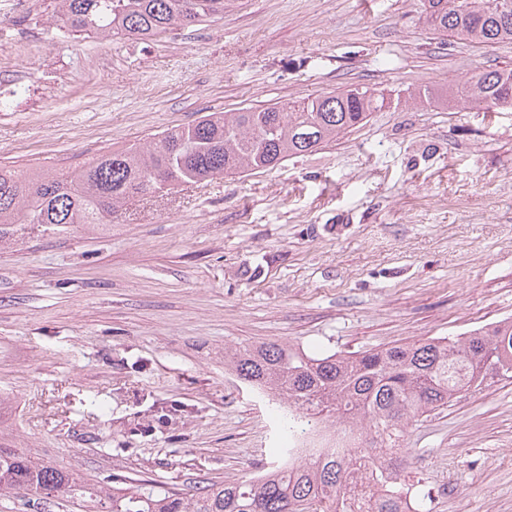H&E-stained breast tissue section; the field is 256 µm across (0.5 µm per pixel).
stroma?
<instances>
[{"label":"stroma","mask_w":512,"mask_h":512,"mask_svg":"<svg viewBox=\"0 0 512 512\" xmlns=\"http://www.w3.org/2000/svg\"><path fill=\"white\" fill-rule=\"evenodd\" d=\"M0 0V165L56 170L210 112L365 87L385 108L270 171L0 246V437L90 480L190 492L271 468L279 408L224 350L359 352L512 320V107L413 106L512 67L419 0H228L150 41L68 35ZM432 512H512V381L408 430Z\"/></svg>","instance_id":"35a3bbf8"}]
</instances>
